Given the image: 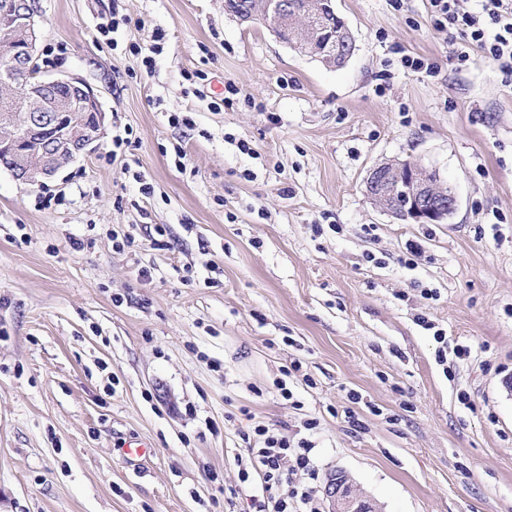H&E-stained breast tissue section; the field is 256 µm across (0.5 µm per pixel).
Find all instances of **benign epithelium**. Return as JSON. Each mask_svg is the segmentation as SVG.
Masks as SVG:
<instances>
[{"label":"benign epithelium","mask_w":512,"mask_h":512,"mask_svg":"<svg viewBox=\"0 0 512 512\" xmlns=\"http://www.w3.org/2000/svg\"><path fill=\"white\" fill-rule=\"evenodd\" d=\"M292 34L317 42L315 20L291 19ZM39 32L35 0H0V151L8 152L4 169L28 186L41 185L67 164L93 151L103 137L105 112L97 94L75 75L26 73L36 57ZM37 143V150L28 146ZM422 167L392 163L373 167L366 179L367 195L384 211L400 215L394 188L410 184L412 203L406 218L418 224H442L456 210V196L441 201L438 185L421 175ZM324 494L330 512H379L374 501L356 489L341 471L329 474Z\"/></svg>","instance_id":"1"}]
</instances>
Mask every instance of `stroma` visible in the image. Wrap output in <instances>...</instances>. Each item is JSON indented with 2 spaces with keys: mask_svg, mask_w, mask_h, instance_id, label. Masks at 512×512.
I'll return each instance as SVG.
<instances>
[{
  "mask_svg": "<svg viewBox=\"0 0 512 512\" xmlns=\"http://www.w3.org/2000/svg\"><path fill=\"white\" fill-rule=\"evenodd\" d=\"M35 2L41 71L85 80L106 127L45 187L0 167V512H250L236 458L257 424L303 432L320 479L343 471L380 512H512V85L481 49L458 66L427 0H335L341 67L224 0ZM158 31L147 75L130 47ZM393 160L452 185L448 223L372 204L366 174Z\"/></svg>",
  "mask_w": 512,
  "mask_h": 512,
  "instance_id": "1",
  "label": "stroma"
}]
</instances>
